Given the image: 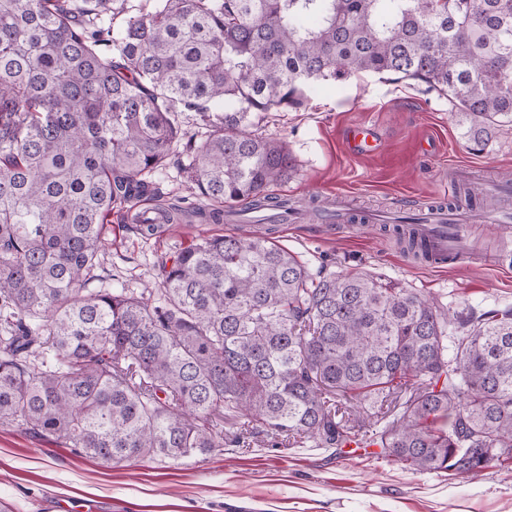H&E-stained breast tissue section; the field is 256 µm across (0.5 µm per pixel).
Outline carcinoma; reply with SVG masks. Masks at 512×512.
Listing matches in <instances>:
<instances>
[{
    "label": "carcinoma",
    "mask_w": 512,
    "mask_h": 512,
    "mask_svg": "<svg viewBox=\"0 0 512 512\" xmlns=\"http://www.w3.org/2000/svg\"><path fill=\"white\" fill-rule=\"evenodd\" d=\"M0 0V422L79 456L181 460L248 437L417 472L512 465V306L451 316L368 272H311L265 235L204 237L159 288H90L108 217L176 155L197 196L254 224L294 165L252 117L352 74L446 95L470 149L512 126V0ZM222 121L179 131L171 104ZM417 258L416 213L395 217ZM161 228L143 216L130 229Z\"/></svg>",
    "instance_id": "carcinoma-1"
}]
</instances>
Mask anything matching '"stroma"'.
I'll return each instance as SVG.
<instances>
[{
    "mask_svg": "<svg viewBox=\"0 0 512 512\" xmlns=\"http://www.w3.org/2000/svg\"><path fill=\"white\" fill-rule=\"evenodd\" d=\"M321 95L297 110L265 113L261 132L285 143L295 170L271 195L304 202L343 195L370 210L418 212L434 202L452 171L471 183L512 181V128L473 152L461 137L447 96L414 80L361 73L327 81ZM376 128L381 149L352 154V125ZM186 179L169 163L159 193L141 197L137 210L171 209L173 223L149 239L114 229L93 287L153 285L155 262L193 240L247 234L249 224H212L181 211ZM483 264L454 262L434 269L406 257L376 224L274 225L272 243L295 253L310 269L368 271L434 297L452 314L512 305V268L491 266L512 253V227H467ZM512 512V470L492 466L471 478L421 473L355 448L336 454L306 444L272 447L266 436L249 447L172 461L132 458L104 463L73 449L0 424V512Z\"/></svg>",
    "mask_w": 512,
    "mask_h": 512,
    "instance_id": "1",
    "label": "stroma"
}]
</instances>
